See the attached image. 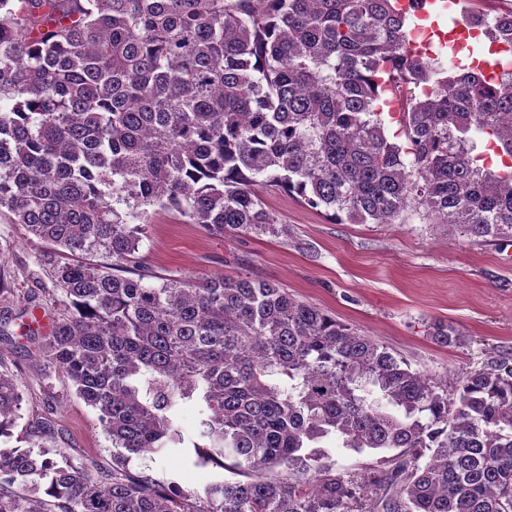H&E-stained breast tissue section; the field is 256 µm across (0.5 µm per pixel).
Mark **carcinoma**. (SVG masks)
Returning a JSON list of instances; mask_svg holds the SVG:
<instances>
[{"label":"carcinoma","instance_id":"cac0c4a2","mask_svg":"<svg viewBox=\"0 0 512 512\" xmlns=\"http://www.w3.org/2000/svg\"><path fill=\"white\" fill-rule=\"evenodd\" d=\"M463 24L512 50V10ZM409 47L398 0H0V217L70 254L27 336L99 413L112 467L0 448V512H512V361L453 388L271 281H155L152 216L286 234L258 179L349 224L512 238V71ZM426 336L463 347L441 320ZM201 404L195 440L176 420ZM23 394L0 370V439ZM380 455L336 466L330 439ZM180 450L202 490L130 468Z\"/></svg>","mask_w":512,"mask_h":512}]
</instances>
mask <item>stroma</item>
<instances>
[{
  "mask_svg": "<svg viewBox=\"0 0 512 512\" xmlns=\"http://www.w3.org/2000/svg\"><path fill=\"white\" fill-rule=\"evenodd\" d=\"M284 235L212 236L172 213L154 215L140 263L162 278L230 279L247 273L316 304L360 335L387 346L412 369L455 382L491 357L512 352V239L475 244L419 219L406 224H337L273 187H261ZM62 255L23 226L0 221V362L23 392L22 424L47 421L44 439L80 464L112 463L98 413L26 337L31 316L65 315L53 274ZM442 320L465 331L461 348L430 342L425 324ZM163 477L199 489L209 469L176 456L152 460Z\"/></svg>",
  "mask_w": 512,
  "mask_h": 512,
  "instance_id": "stroma-1",
  "label": "stroma"
}]
</instances>
